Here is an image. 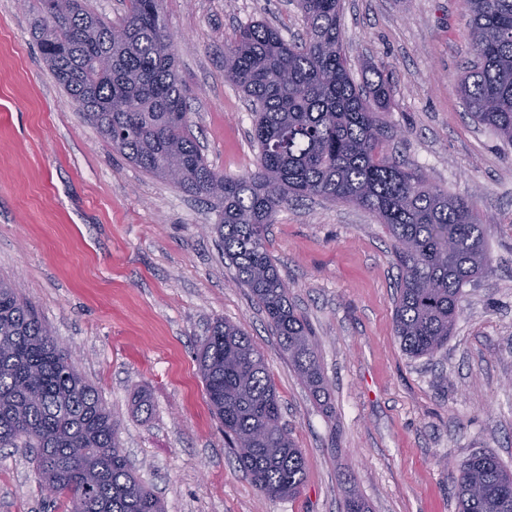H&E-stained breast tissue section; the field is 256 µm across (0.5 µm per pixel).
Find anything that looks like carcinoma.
<instances>
[{
  "label": "carcinoma",
  "instance_id": "carcinoma-1",
  "mask_svg": "<svg viewBox=\"0 0 512 512\" xmlns=\"http://www.w3.org/2000/svg\"><path fill=\"white\" fill-rule=\"evenodd\" d=\"M33 37L64 91L112 148L186 193L214 199L213 230L236 282L249 289L312 397L328 384L305 317L266 247L284 204L321 197L362 208L384 224L398 268L395 334L411 358L445 347L463 288L488 269L483 215L462 197L384 152L382 73L357 84L340 31L341 0H298L305 38L287 41L266 21L241 25L224 48V78L254 112L256 169H212L189 124L163 0H125L119 40L88 0H38ZM474 60L463 68L468 115L512 145V0H463ZM33 305L0 280V448L29 449L38 479L57 487L69 512H165L133 470L118 423L98 389L68 367ZM207 403L235 461L265 498H290L306 481L305 458L282 422L262 353L238 326L218 320L196 353ZM458 512H512V470L475 451L452 465Z\"/></svg>",
  "mask_w": 512,
  "mask_h": 512
}]
</instances>
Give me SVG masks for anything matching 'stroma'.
Here are the masks:
<instances>
[{
  "label": "stroma",
  "mask_w": 512,
  "mask_h": 512,
  "mask_svg": "<svg viewBox=\"0 0 512 512\" xmlns=\"http://www.w3.org/2000/svg\"><path fill=\"white\" fill-rule=\"evenodd\" d=\"M356 82L389 76L386 146L487 224L491 264L463 289V312L434 358L406 356L394 333L391 240L356 206L285 205L267 248L316 335L328 381L321 407L298 379L264 312L236 284L211 227L216 204L152 177L115 152L64 93L32 36L37 0H0V278L34 305L119 423L121 448L166 512H457L449 463L475 451L512 467V146L475 123L459 92L473 57L462 0H342ZM208 163L254 170L253 114L224 80L238 26L305 31L295 0H164ZM263 352L306 482L262 497L210 412L195 353L216 320ZM146 392L143 415L133 395ZM0 512H68L38 483L23 448L0 450Z\"/></svg>",
  "instance_id": "stroma-1"
}]
</instances>
